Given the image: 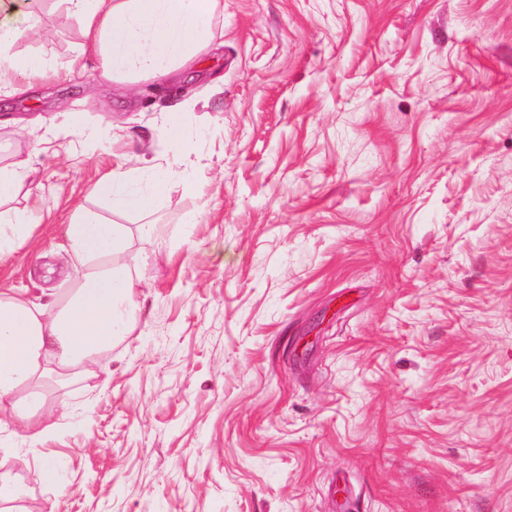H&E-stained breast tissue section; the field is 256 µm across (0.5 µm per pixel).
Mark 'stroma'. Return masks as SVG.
<instances>
[{
  "label": "stroma",
  "instance_id": "obj_1",
  "mask_svg": "<svg viewBox=\"0 0 512 512\" xmlns=\"http://www.w3.org/2000/svg\"><path fill=\"white\" fill-rule=\"evenodd\" d=\"M223 2L129 86L69 75L63 0L15 22L53 69L0 78V160L35 169L0 288H71L81 207L148 265L104 372L0 427L24 512H512V0ZM132 155L170 168L148 217L89 195Z\"/></svg>",
  "mask_w": 512,
  "mask_h": 512
}]
</instances>
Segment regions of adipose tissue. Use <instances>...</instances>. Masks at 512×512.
I'll list each match as a JSON object with an SVG mask.
<instances>
[{"label": "adipose tissue", "instance_id": "ef3b65f1", "mask_svg": "<svg viewBox=\"0 0 512 512\" xmlns=\"http://www.w3.org/2000/svg\"><path fill=\"white\" fill-rule=\"evenodd\" d=\"M83 25L85 41L72 68L96 62L100 77L118 84L169 76L186 67L213 39L222 0H67ZM18 0H0V69L43 77L49 61L9 53ZM30 161L0 165V260L29 237L32 222L14 200L27 188ZM168 187V168L157 163L135 171L116 165L93 195L121 212L152 214ZM73 259L85 274L55 308L0 289V412L9 422L37 427L43 384L63 385L97 376L99 357L128 335L137 309L134 287L144 266L125 261L131 230L107 224L81 208L67 227Z\"/></svg>", "mask_w": 512, "mask_h": 512}]
</instances>
